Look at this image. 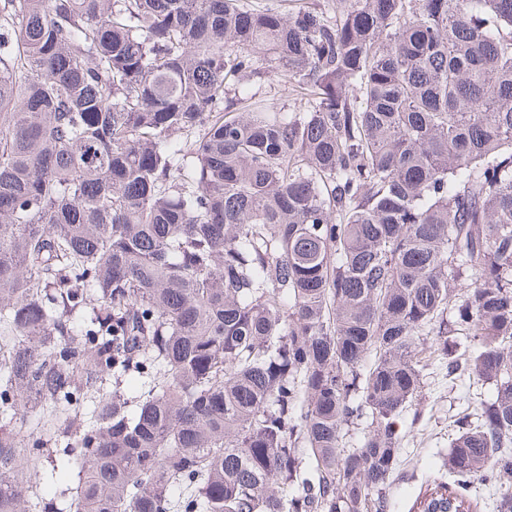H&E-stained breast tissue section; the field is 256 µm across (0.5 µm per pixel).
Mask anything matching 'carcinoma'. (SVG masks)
Instances as JSON below:
<instances>
[{"label": "carcinoma", "mask_w": 512, "mask_h": 512, "mask_svg": "<svg viewBox=\"0 0 512 512\" xmlns=\"http://www.w3.org/2000/svg\"><path fill=\"white\" fill-rule=\"evenodd\" d=\"M283 2L0 0V512H382L426 352L512 512V0ZM244 90L249 94H255L257 98L276 103L278 106L288 110V112L297 110L296 92L293 91L291 85L284 83L274 73H269L261 79L254 78L248 81L244 86ZM53 477L51 475L48 479L41 480L38 485V493L44 498H54L59 496L62 490L66 489L74 481V475L65 469H55Z\"/></svg>", "instance_id": "1"}]
</instances>
